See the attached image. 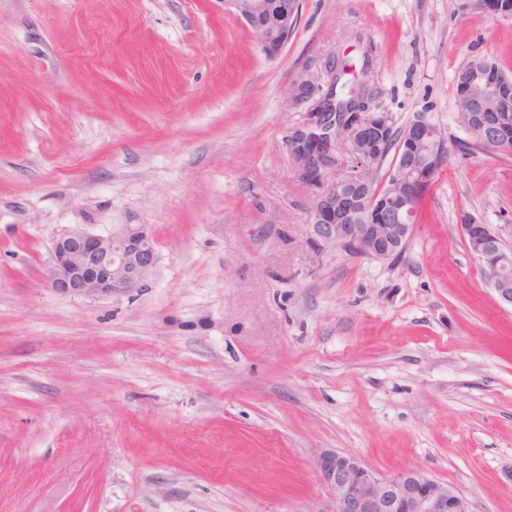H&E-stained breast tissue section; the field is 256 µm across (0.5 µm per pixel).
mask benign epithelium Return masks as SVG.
<instances>
[{
  "instance_id": "benign-epithelium-1",
  "label": "benign epithelium",
  "mask_w": 512,
  "mask_h": 512,
  "mask_svg": "<svg viewBox=\"0 0 512 512\" xmlns=\"http://www.w3.org/2000/svg\"><path fill=\"white\" fill-rule=\"evenodd\" d=\"M237 17L262 35L268 58H275L295 30L300 12L288 10V0H224ZM309 79L296 80L290 89L291 101L303 104L317 93ZM392 124L387 112L360 114L347 127L332 126L327 142L330 151L351 138L370 143ZM485 144L494 148L499 141L497 115L485 114ZM408 137L417 144L445 139L422 110L412 114L405 125ZM301 139L290 141L298 179L312 185L310 163L300 157ZM421 185L410 180L407 168L395 173L393 191L400 202L380 215L378 224H346L336 192V168L322 175L320 186L307 207L308 220L302 225L301 246L314 262L327 255L389 260L404 252L414 228L415 214L405 210ZM469 248L482 263L487 280L499 300L512 306V247L505 246L501 234L489 224H464ZM158 261L156 244L146 224H120L108 235L76 229L56 241L48 284L54 291L77 298H118L141 288L153 274ZM313 467L331 495L332 508L326 512H470L468 501L452 486L420 468L382 475L353 454L322 451Z\"/></svg>"
}]
</instances>
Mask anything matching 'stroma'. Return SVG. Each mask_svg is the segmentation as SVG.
<instances>
[{
  "label": "stroma",
  "instance_id": "obj_1",
  "mask_svg": "<svg viewBox=\"0 0 512 512\" xmlns=\"http://www.w3.org/2000/svg\"><path fill=\"white\" fill-rule=\"evenodd\" d=\"M367 46L371 106L454 143L457 74H512V17L301 0L271 60L224 0H0V512H326L323 451L512 512V308L462 231L512 246V153L454 152L394 260L256 232L307 221L291 82ZM118 224L154 236L144 287L47 286L58 239Z\"/></svg>",
  "mask_w": 512,
  "mask_h": 512
}]
</instances>
